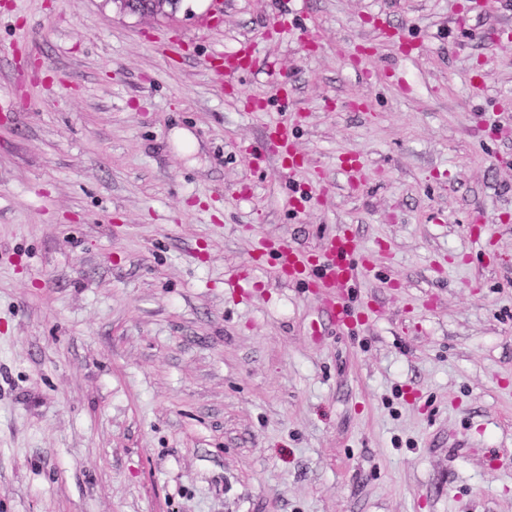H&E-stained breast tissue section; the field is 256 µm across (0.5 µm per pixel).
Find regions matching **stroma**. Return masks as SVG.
Instances as JSON below:
<instances>
[{
	"label": "stroma",
	"instance_id": "35a3bbf8",
	"mask_svg": "<svg viewBox=\"0 0 512 512\" xmlns=\"http://www.w3.org/2000/svg\"><path fill=\"white\" fill-rule=\"evenodd\" d=\"M470 2L291 0L306 44L0 0V512H512V0ZM280 122L300 167L239 151ZM341 225L350 327L272 266Z\"/></svg>",
	"mask_w": 512,
	"mask_h": 512
}]
</instances>
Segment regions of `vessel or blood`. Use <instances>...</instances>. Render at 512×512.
Returning a JSON list of instances; mask_svg holds the SVG:
<instances>
[{
  "instance_id": "obj_1",
  "label": "vessel or blood",
  "mask_w": 512,
  "mask_h": 512,
  "mask_svg": "<svg viewBox=\"0 0 512 512\" xmlns=\"http://www.w3.org/2000/svg\"><path fill=\"white\" fill-rule=\"evenodd\" d=\"M356 244L348 229L338 228L317 258L302 256L290 247H281L275 263L280 276L296 279L313 277L317 287L326 289L330 298L327 310L339 322L351 320V313L344 303L347 289L357 281L365 269L355 262Z\"/></svg>"
}]
</instances>
